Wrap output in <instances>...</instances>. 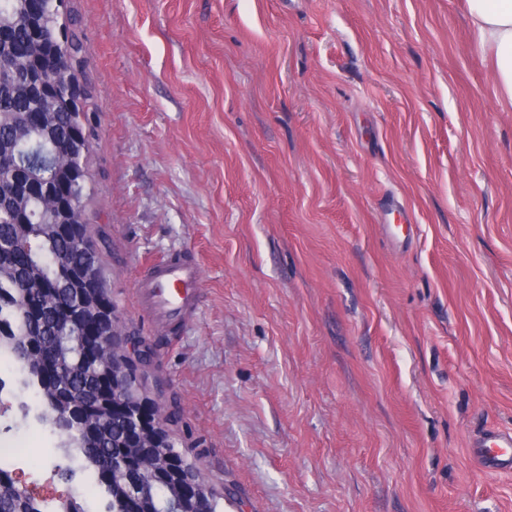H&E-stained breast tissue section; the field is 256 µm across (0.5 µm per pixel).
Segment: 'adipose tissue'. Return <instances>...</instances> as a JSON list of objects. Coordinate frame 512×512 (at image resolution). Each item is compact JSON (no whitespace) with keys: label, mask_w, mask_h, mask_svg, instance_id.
Segmentation results:
<instances>
[{"label":"adipose tissue","mask_w":512,"mask_h":512,"mask_svg":"<svg viewBox=\"0 0 512 512\" xmlns=\"http://www.w3.org/2000/svg\"><path fill=\"white\" fill-rule=\"evenodd\" d=\"M473 45L494 67L496 91L512 100V0H467Z\"/></svg>","instance_id":"1"}]
</instances>
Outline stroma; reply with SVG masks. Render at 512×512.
Returning a JSON list of instances; mask_svg holds the SVG:
<instances>
[{"instance_id":"1","label":"stroma","mask_w":512,"mask_h":512,"mask_svg":"<svg viewBox=\"0 0 512 512\" xmlns=\"http://www.w3.org/2000/svg\"><path fill=\"white\" fill-rule=\"evenodd\" d=\"M112 301L223 512H512L470 444L512 429V105L464 0H68ZM194 255L198 310L144 316ZM42 512L103 486L0 355Z\"/></svg>"}]
</instances>
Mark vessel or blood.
<instances>
[{"label":"vessel or blood","mask_w":512,"mask_h":512,"mask_svg":"<svg viewBox=\"0 0 512 512\" xmlns=\"http://www.w3.org/2000/svg\"><path fill=\"white\" fill-rule=\"evenodd\" d=\"M199 270L191 259L154 264L140 292L144 310L157 321L176 320L193 312ZM470 453L486 473L512 471V430L496 429L475 439Z\"/></svg>","instance_id":"b4317fda"}]
</instances>
